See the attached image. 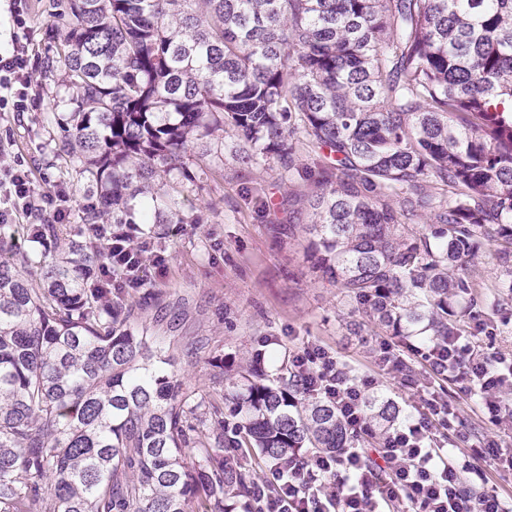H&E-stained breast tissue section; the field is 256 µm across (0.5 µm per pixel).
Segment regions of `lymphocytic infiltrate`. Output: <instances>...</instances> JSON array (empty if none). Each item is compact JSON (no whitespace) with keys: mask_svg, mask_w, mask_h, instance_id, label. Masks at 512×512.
<instances>
[{"mask_svg":"<svg viewBox=\"0 0 512 512\" xmlns=\"http://www.w3.org/2000/svg\"><path fill=\"white\" fill-rule=\"evenodd\" d=\"M7 2L9 38L0 47V113L20 116L37 107L30 51L34 30L29 0ZM70 212L71 196L65 188L43 193L24 157L11 154L0 162V224L15 223L21 215L32 224H61ZM98 236L112 257L111 266L101 274L116 287H141L149 268L160 267L165 260L163 251L147 253L132 246L116 224L100 225ZM471 318L483 344L465 334L422 351L421 357L431 372H454L465 390L487 408L498 436L472 444L467 455L451 454L448 401L430 398L417 422L395 426L379 448H343L305 457L285 470L271 468L241 512H385L393 502L400 504V512H512V500L495 488L484 487L473 496L464 485L465 479L483 478L484 460L512 470V450L504 444L512 435V419L506 418L499 399L502 386L512 383V355L495 348V328L484 310L474 309ZM293 361L310 391L335 402L352 432H363L362 405L371 379L355 377L319 345H303Z\"/></svg>","mask_w":512,"mask_h":512,"instance_id":"lymphocytic-infiltrate-1","label":"lymphocytic infiltrate"}]
</instances>
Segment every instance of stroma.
Listing matches in <instances>:
<instances>
[{
    "instance_id": "1",
    "label": "stroma",
    "mask_w": 512,
    "mask_h": 512,
    "mask_svg": "<svg viewBox=\"0 0 512 512\" xmlns=\"http://www.w3.org/2000/svg\"><path fill=\"white\" fill-rule=\"evenodd\" d=\"M29 9L38 107L18 118L0 116V124L11 130L10 152L30 162L45 191L60 184L73 188L67 229L74 233L82 225L88 179L56 153L72 91L54 67L62 46L46 36L55 22L52 0H30ZM210 149L208 140L198 141L191 152L190 177L170 181L168 208L183 221L163 227L164 270L130 292L141 303L132 324L147 326L150 335L170 347L179 374L208 402L220 401L224 392L207 363L215 355L235 362L248 351L262 349L272 366L310 341L334 352L356 373H370L379 337L350 333L354 317L336 288L313 273L299 242L274 230L292 211L299 223H307L302 199L318 171L317 154L302 155L300 174L287 180L274 163L242 177L240 164L229 154L223 171L198 177ZM444 388L464 430L493 433L475 397L456 382H445Z\"/></svg>"
}]
</instances>
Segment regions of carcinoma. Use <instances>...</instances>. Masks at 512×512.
Here are the masks:
<instances>
[{"label": "carcinoma", "mask_w": 512, "mask_h": 512, "mask_svg": "<svg viewBox=\"0 0 512 512\" xmlns=\"http://www.w3.org/2000/svg\"><path fill=\"white\" fill-rule=\"evenodd\" d=\"M48 37L75 90L58 153L89 175L90 230L188 175L207 138L246 167L326 159L307 195L304 255L342 303L401 349L461 335L476 267L512 301V0H57ZM39 253L0 230V512H232L257 469L377 448L401 416L363 405L353 436L286 358L254 350L224 374V409L130 326L100 276L109 256L55 224ZM423 384L447 381L405 362ZM225 448L236 449L228 456ZM505 279L502 268L498 266L495 260L486 259L480 264L477 271V292L481 294H490L495 286Z\"/></svg>", "instance_id": "1"}]
</instances>
